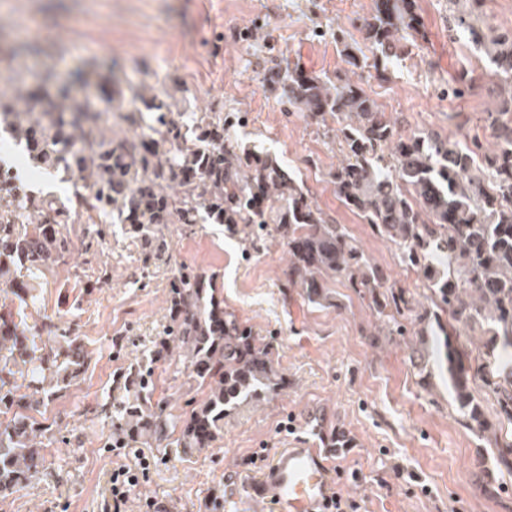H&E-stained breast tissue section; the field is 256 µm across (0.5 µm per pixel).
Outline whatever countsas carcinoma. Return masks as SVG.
Segmentation results:
<instances>
[{"mask_svg":"<svg viewBox=\"0 0 512 512\" xmlns=\"http://www.w3.org/2000/svg\"><path fill=\"white\" fill-rule=\"evenodd\" d=\"M411 5L412 0H376L360 28L378 56L370 63L346 44V62L385 80L388 65L409 54L402 32L416 23ZM469 31L494 76L509 87L487 113L493 150L400 133L360 79L335 83L296 68L264 76L338 144L342 159L329 172L336 194L398 247L406 268L422 275L432 307L415 315L411 332L402 322L411 310L409 292L386 285L385 273L346 226L324 217L277 157L239 150L219 116L177 125L157 97L137 94L155 113V138L145 149L134 139L106 135L89 100L61 86L53 98L31 93L33 102L24 107L1 93L0 132L36 166L77 177L73 198L92 189L94 213L133 225L150 252L164 246L165 224H232L251 246L265 234L278 235L288 248V287L301 289L313 304L336 308L342 307L338 286L362 294L385 335L413 336L410 356L421 375L431 353L442 354L462 422L481 437L493 435L496 465L512 474V440L499 434L501 419L512 421V30L491 37L472 25ZM71 220V209L55 198L15 203L12 178L0 162V284L18 301L16 307L0 306V499L45 474L47 448L70 444L56 437L57 421L45 414L82 379L88 352L74 323L60 326L47 315L33 326L27 323L26 310L38 305L39 289L22 284L18 270L44 273L66 262L78 234L83 241L105 243L107 225L77 230ZM168 302L158 351L177 354L202 399L182 406L154 399L151 368L139 367L121 392H110L92 410L110 421L105 448L117 439L188 455L218 437L227 407L285 383L273 348L224 310L221 289L204 275L179 267ZM465 333L484 337L485 363L474 365L465 354ZM478 378L496 396L493 416L474 394Z\"/></svg>","mask_w":512,"mask_h":512,"instance_id":"cac0c4a2","label":"carcinoma"}]
</instances>
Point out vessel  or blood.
<instances>
[{
  "label": "vessel or blood",
  "instance_id": "b4317fda",
  "mask_svg": "<svg viewBox=\"0 0 512 512\" xmlns=\"http://www.w3.org/2000/svg\"><path fill=\"white\" fill-rule=\"evenodd\" d=\"M334 492L328 462L320 449L300 445L281 449L250 488L277 512H326Z\"/></svg>",
  "mask_w": 512,
  "mask_h": 512
}]
</instances>
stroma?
Instances as JSON below:
<instances>
[{
    "label": "stroma",
    "instance_id": "stroma-1",
    "mask_svg": "<svg viewBox=\"0 0 512 512\" xmlns=\"http://www.w3.org/2000/svg\"><path fill=\"white\" fill-rule=\"evenodd\" d=\"M376 0H0V43L14 48V72L39 82L46 71L65 79L83 74L81 89L96 108L111 104L107 134L144 139L150 112L133 109L132 91L145 85L170 106L174 123L223 117L243 148L275 155L318 207L346 225L364 253L405 288L414 309L429 306L423 280L408 271L397 247L348 210L327 174L341 159L337 145L263 87L276 65L346 79L342 49L365 57L374 50L359 29ZM412 52L370 91L397 118L403 133H432L464 142H489L485 114L501 87L490 63L458 25L452 0H414ZM345 43H337V29ZM38 30L49 39L32 41ZM466 80L463 97L448 88ZM24 196L73 193L63 173L47 174L25 152L9 153ZM165 246L144 257L140 238L116 224L103 247L76 249L68 264L41 275L39 313L73 322L90 361L84 378L52 405L61 433L78 452L48 450L49 474L0 502V512H103L113 468L151 459L148 475L129 495L126 512L146 500L164 512H241V497L275 453L293 442L324 449L330 468L359 471L336 489L357 512H512V476L479 460L486 442L468 430L439 369L422 384L406 341L376 347L375 318L363 296L340 289L342 308L309 303L281 286L288 254L266 236L246 247L226 224L169 225ZM198 269L224 288V307L270 343L286 383L262 402L243 403L224 416V431L209 447L183 456L138 446L113 456L99 441L108 427L84 411L104 399L121 371L148 359L167 324L168 289L178 266ZM111 281L95 285L98 270ZM155 396L184 402L193 396L189 370L176 360L153 366ZM324 414L349 444H326L313 414ZM498 485L485 492L486 482Z\"/></svg>",
    "mask_w": 512,
    "mask_h": 512
}]
</instances>
